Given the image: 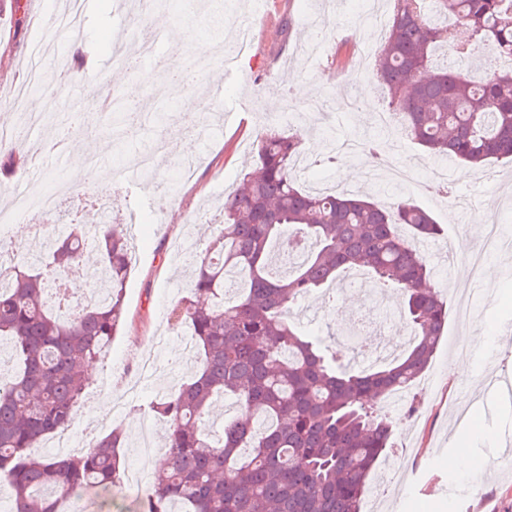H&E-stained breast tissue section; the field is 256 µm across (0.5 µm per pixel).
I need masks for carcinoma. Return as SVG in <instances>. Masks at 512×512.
Returning <instances> with one entry per match:
<instances>
[{"mask_svg":"<svg viewBox=\"0 0 512 512\" xmlns=\"http://www.w3.org/2000/svg\"><path fill=\"white\" fill-rule=\"evenodd\" d=\"M470 31L454 41L456 28ZM492 62L474 79L479 53ZM377 78L402 133L433 157L472 166L512 160V0H393ZM298 133L271 129L257 140L260 168L224 200V221L197 262L176 325L191 330L200 361L178 392L152 404L169 433L160 470L138 512H362L367 481L392 436L378 400L409 387L431 362L448 321L445 297L426 288L425 256L406 238L434 237L429 211L401 200L381 205L352 193H311L293 178ZM24 160L0 150V172ZM45 233L42 249H0V341L16 369L0 376V476L8 512H66L67 502L122 480L121 434L81 455L40 451L70 430L84 366L112 342L126 317L131 255L126 236L104 225ZM298 252L294 273L275 278L271 251ZM366 269L380 288L400 290L412 342L374 370L351 373L336 353L289 320L290 309ZM82 272L107 295L80 307L67 283ZM233 271L242 291L224 296ZM236 411L214 441L200 421L217 397Z\"/></svg>","mask_w":512,"mask_h":512,"instance_id":"cac0c4a2","label":"carcinoma"}]
</instances>
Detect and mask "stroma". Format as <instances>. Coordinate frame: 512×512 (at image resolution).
I'll list each match as a JSON object with an SVG mask.
<instances>
[{
	"instance_id": "1",
	"label": "stroma",
	"mask_w": 512,
	"mask_h": 512,
	"mask_svg": "<svg viewBox=\"0 0 512 512\" xmlns=\"http://www.w3.org/2000/svg\"><path fill=\"white\" fill-rule=\"evenodd\" d=\"M133 0H86L78 29H63L48 41L43 61L45 83L55 91L59 111L79 106L83 122L71 128L68 141L84 146L86 155H100L109 163H129L140 135L117 147L112 138L113 101L124 113L168 112L156 131L167 147L158 175L148 184L130 185L113 195L109 184L88 177L75 180L69 169L17 168L0 180V208L13 197L34 189L48 190L64 184L79 201L94 194L113 196L112 217L126 231L132 245V265L125 288L127 320L103 358L95 365L68 433L73 452H81L95 438L119 428L124 432L122 455L137 464L145 479H152L155 462L137 448L142 424H149L156 446H163L168 426L155 416L153 402L174 393L196 369L198 352H186L188 328L169 319L172 306L190 292V272L195 253L177 255L179 241L193 237L197 251L204 250L212 226L223 219L226 193L253 173L259 159L253 142L263 129H296L302 140L316 139L322 151L348 140L379 138L398 164L432 176L436 166L399 128H380L372 115L388 111V98L375 78V59L366 46H381L382 35H370L356 15L359 0H267L272 25L256 34L247 54L226 69L235 21L253 14L257 0H167L154 24L164 31L182 27L188 38L179 44L165 42L150 78H143L131 63L139 55L137 42L121 46L124 64L112 60L113 34L120 13L131 12ZM65 0H0V99L9 98L23 76L27 52L43 40L34 23L39 8L62 10ZM327 17L325 51L307 58L310 43L307 20ZM83 42L94 49L93 75L60 81L70 68L71 48ZM208 48L211 62L205 69L192 65L198 48ZM183 69L180 99L167 97L165 84L173 68ZM140 88L136 97L127 85ZM224 88L215 99L211 86ZM193 100L207 110L212 130L200 140L191 120L178 115L181 101ZM321 153H307L306 170L298 174L302 189L331 185L387 204L404 198L429 209L441 227L439 241L451 245L458 257L474 250L480 239L474 222L502 225L512 233V163H495L487 172L456 165L448 184L454 194L442 197L431 191L408 195L404 186L386 178L371 177L364 153L347 156L327 166ZM497 268L484 280V293L473 297L477 317L465 330L449 321L429 368L405 391L402 402L387 398L382 410L393 426L391 446L371 475L365 512H512V471L498 474L469 469L448 470L446 460L461 446L474 458L491 460L500 449L512 446V396L488 393L489 374L512 379V338L501 336L502 324L512 323V250L491 259ZM368 271H347L314 297L292 308L293 322L307 335L343 351L346 367L358 372L382 364L379 356L356 358L344 352L338 333L342 318L360 312L365 298L351 285L370 281ZM464 332L472 346L469 365L449 376L452 342ZM155 362L154 373L142 374L144 356ZM409 451L419 462L411 481L401 476L399 454ZM460 494L448 495L449 486Z\"/></svg>"
}]
</instances>
